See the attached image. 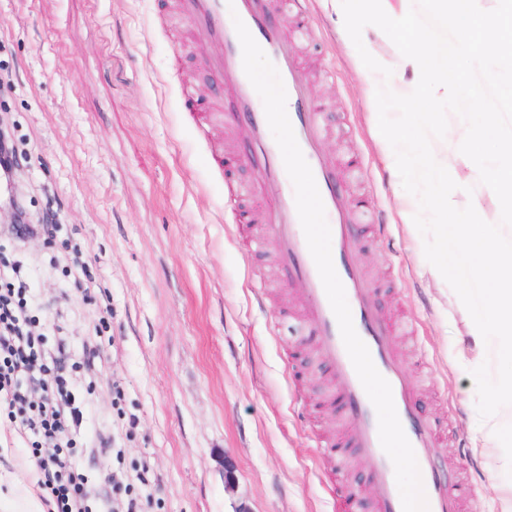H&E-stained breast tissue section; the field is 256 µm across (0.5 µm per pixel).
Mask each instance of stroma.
<instances>
[{
    "label": "stroma",
    "instance_id": "stroma-1",
    "mask_svg": "<svg viewBox=\"0 0 512 512\" xmlns=\"http://www.w3.org/2000/svg\"><path fill=\"white\" fill-rule=\"evenodd\" d=\"M300 39L310 92L325 105L322 151L362 158L345 182L358 215L359 262L384 312L412 319L395 339L418 384L416 404L440 424L430 453L472 482L461 512H502L512 483L506 456L476 408L470 317L428 271L424 238L402 213L411 197L374 126L375 96L336 31L326 0H310ZM177 0H0V117L24 160L15 187L32 218L53 211V238L0 246L21 258L37 300L54 318L44 349L65 346L62 371L83 409L71 461L101 491L147 469L148 512H333L343 486L374 512L372 463L348 448L329 462L326 442L347 438L337 383L300 318L266 223H231L224 198L253 185L258 164L242 130L222 123L199 136L179 87L208 84ZM224 156L215 169L212 152ZM383 243L368 240L372 219ZM85 263L77 283L65 269ZM235 481L225 484L226 468Z\"/></svg>",
    "mask_w": 512,
    "mask_h": 512
}]
</instances>
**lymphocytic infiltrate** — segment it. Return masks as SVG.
Returning a JSON list of instances; mask_svg holds the SVG:
<instances>
[{
	"label": "lymphocytic infiltrate",
	"mask_w": 512,
	"mask_h": 512,
	"mask_svg": "<svg viewBox=\"0 0 512 512\" xmlns=\"http://www.w3.org/2000/svg\"><path fill=\"white\" fill-rule=\"evenodd\" d=\"M11 270V275L0 276V406L10 410L0 428L40 439V446L33 449L39 484L57 512H88L82 502L87 478L53 442L55 434L79 428L83 412L71 392L52 389L61 358L41 350L39 337L30 329L28 301L12 278L20 267L15 264ZM33 383L41 385L42 400L30 414L17 416Z\"/></svg>",
	"instance_id": "lymphocytic-infiltrate-1"
}]
</instances>
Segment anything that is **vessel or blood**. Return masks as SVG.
I'll return each instance as SVG.
<instances>
[{
  "mask_svg": "<svg viewBox=\"0 0 512 512\" xmlns=\"http://www.w3.org/2000/svg\"><path fill=\"white\" fill-rule=\"evenodd\" d=\"M181 10L185 22L183 37H194L197 28L202 27L224 46L222 58L208 61L207 67L214 81L223 84L235 100L236 118L243 124L252 153L262 160L252 193L269 208L268 232L279 242L283 266L304 284L301 303L312 327L311 334L330 360V371L338 380L351 440L372 462V473L378 483L376 512H402L394 467L381 447L375 408L346 351L308 249L294 187L270 134L262 100L244 72L242 48L233 24L237 17L276 66L285 85L288 116L324 203L333 264L344 286L354 327L367 345L375 367L391 386L399 420L418 461L428 512H457L462 501L475 500V487L455 481L427 453L439 428L419 413L416 383L402 369L393 350L396 334L406 330L408 324L383 313L374 303L356 261L359 241L354 232V217L345 204L343 178L338 168L319 153L323 107L309 91L297 52L298 39L309 31L307 0H181ZM273 12L282 16L281 25L270 24L268 17Z\"/></svg>",
  "mask_w": 512,
  "mask_h": 512,
  "instance_id": "vessel-or-blood-1",
  "label": "vessel or blood"
}]
</instances>
